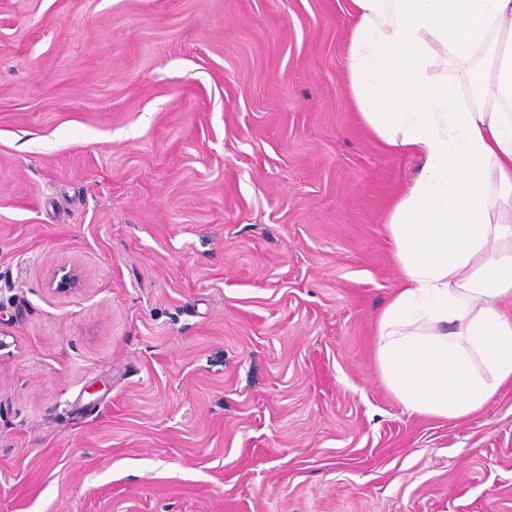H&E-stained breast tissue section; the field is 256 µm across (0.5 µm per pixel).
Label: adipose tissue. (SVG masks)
<instances>
[{"mask_svg":"<svg viewBox=\"0 0 512 512\" xmlns=\"http://www.w3.org/2000/svg\"><path fill=\"white\" fill-rule=\"evenodd\" d=\"M361 124L415 157L386 231L401 280L376 363L412 414L461 419L512 384V0H348Z\"/></svg>","mask_w":512,"mask_h":512,"instance_id":"obj_1","label":"adipose tissue"}]
</instances>
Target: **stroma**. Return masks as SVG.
Masks as SVG:
<instances>
[{
  "label": "stroma",
  "instance_id": "stroma-1",
  "mask_svg": "<svg viewBox=\"0 0 512 512\" xmlns=\"http://www.w3.org/2000/svg\"><path fill=\"white\" fill-rule=\"evenodd\" d=\"M349 28L0 0V512H512V386L431 418L376 370L418 163L360 125Z\"/></svg>",
  "mask_w": 512,
  "mask_h": 512
}]
</instances>
